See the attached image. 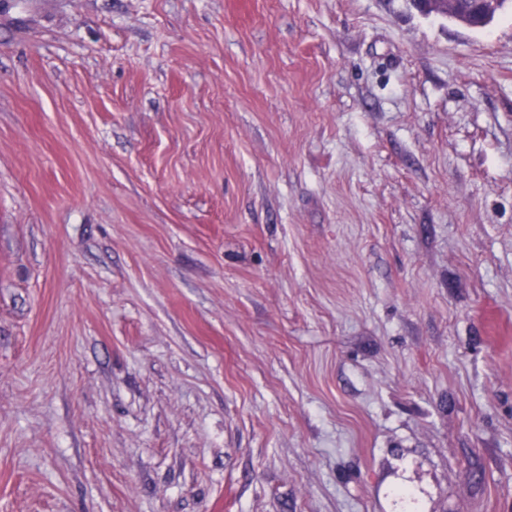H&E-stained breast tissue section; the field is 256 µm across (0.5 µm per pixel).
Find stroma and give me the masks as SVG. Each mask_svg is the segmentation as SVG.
<instances>
[{
	"instance_id": "35a3bbf8",
	"label": "stroma",
	"mask_w": 512,
	"mask_h": 512,
	"mask_svg": "<svg viewBox=\"0 0 512 512\" xmlns=\"http://www.w3.org/2000/svg\"><path fill=\"white\" fill-rule=\"evenodd\" d=\"M0 512H512V9L1 11Z\"/></svg>"
}]
</instances>
